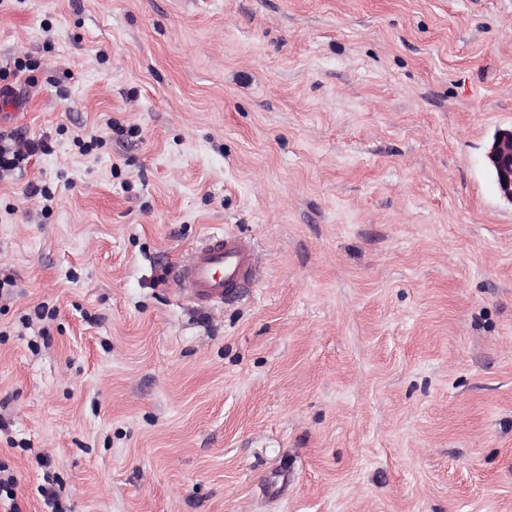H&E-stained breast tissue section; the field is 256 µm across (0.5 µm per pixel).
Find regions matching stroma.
Here are the masks:
<instances>
[{
    "instance_id": "obj_1",
    "label": "stroma",
    "mask_w": 512,
    "mask_h": 512,
    "mask_svg": "<svg viewBox=\"0 0 512 512\" xmlns=\"http://www.w3.org/2000/svg\"><path fill=\"white\" fill-rule=\"evenodd\" d=\"M0 70L18 512H512V0H0ZM487 160L501 197L512 203V131H500L496 135ZM52 150L47 138L27 139L20 134H0V171L17 168V165L38 153L46 154ZM262 273L251 240L217 229L203 237L187 264L179 266L176 284L201 308H211L239 297Z\"/></svg>"
}]
</instances>
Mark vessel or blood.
<instances>
[{
	"label": "vessel or blood",
	"instance_id": "1",
	"mask_svg": "<svg viewBox=\"0 0 512 512\" xmlns=\"http://www.w3.org/2000/svg\"><path fill=\"white\" fill-rule=\"evenodd\" d=\"M262 277L251 240L215 230L205 235L191 260L176 272L180 293L211 308L239 297Z\"/></svg>",
	"mask_w": 512,
	"mask_h": 512
}]
</instances>
